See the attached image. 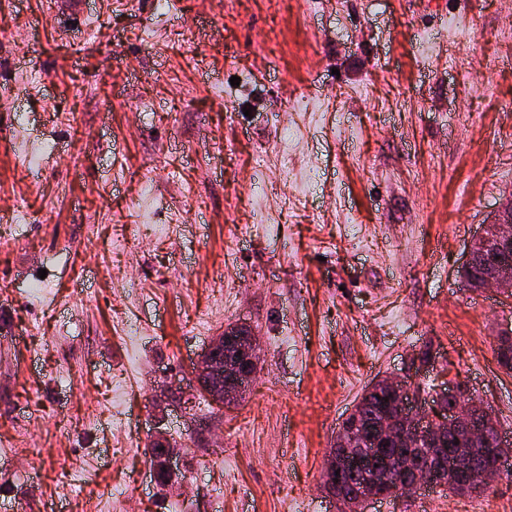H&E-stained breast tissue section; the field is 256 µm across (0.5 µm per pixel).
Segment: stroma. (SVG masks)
I'll use <instances>...</instances> for the list:
<instances>
[{
  "instance_id": "stroma-1",
  "label": "stroma",
  "mask_w": 512,
  "mask_h": 512,
  "mask_svg": "<svg viewBox=\"0 0 512 512\" xmlns=\"http://www.w3.org/2000/svg\"><path fill=\"white\" fill-rule=\"evenodd\" d=\"M511 191L512 0H0V504L336 512L341 422L426 346L512 427V301L461 284ZM230 324L259 373L213 411ZM367 510L512 512V475Z\"/></svg>"
}]
</instances>
